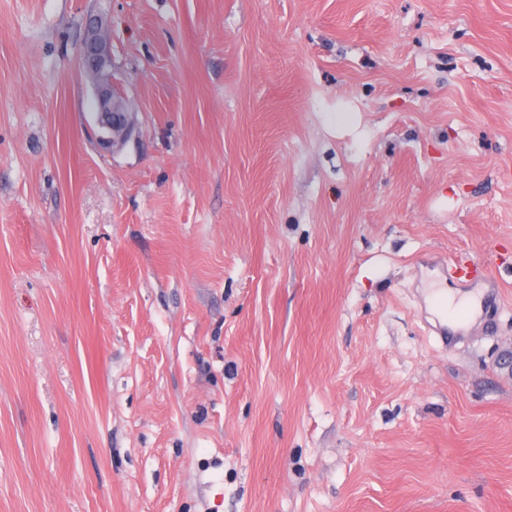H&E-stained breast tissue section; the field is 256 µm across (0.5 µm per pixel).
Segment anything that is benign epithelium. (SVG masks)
Wrapping results in <instances>:
<instances>
[{"label":"benign epithelium","instance_id":"benign-epithelium-1","mask_svg":"<svg viewBox=\"0 0 512 512\" xmlns=\"http://www.w3.org/2000/svg\"><path fill=\"white\" fill-rule=\"evenodd\" d=\"M81 67L94 73L96 124L98 139L104 146L113 147L127 142L133 132L126 100L119 96L112 77V53L104 31L89 27L81 55Z\"/></svg>","mask_w":512,"mask_h":512}]
</instances>
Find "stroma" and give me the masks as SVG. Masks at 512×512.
<instances>
[{"label": "stroma", "instance_id": "stroma-1", "mask_svg": "<svg viewBox=\"0 0 512 512\" xmlns=\"http://www.w3.org/2000/svg\"><path fill=\"white\" fill-rule=\"evenodd\" d=\"M510 349L512 0H0V512H512ZM81 67L94 73L98 139L104 146L113 147L127 142L133 132L126 100L119 96L112 77V53L109 39L103 30L90 26L81 55ZM448 275L457 280L464 279L462 282L475 281L477 279L485 281L492 280V275L486 267L473 265L472 271H470L469 267L457 262L448 263ZM433 297H445L448 299V313H441V315L446 318H448V315L456 311H466L470 318H473L480 307L479 298L474 293L463 295L457 299L456 294L453 291L448 290L436 292Z\"/></svg>", "mask_w": 512, "mask_h": 512}]
</instances>
